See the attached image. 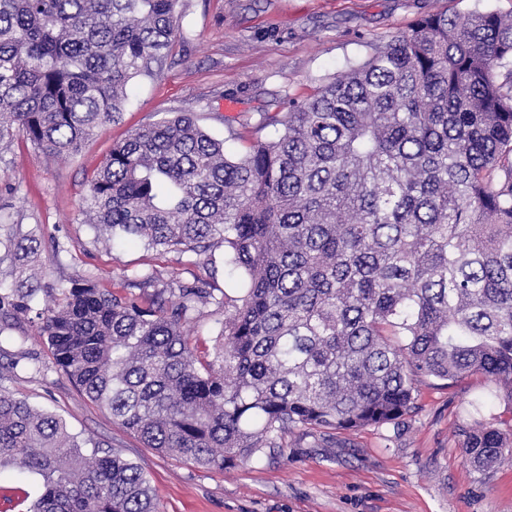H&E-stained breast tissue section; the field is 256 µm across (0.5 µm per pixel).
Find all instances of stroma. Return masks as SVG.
Returning <instances> with one entry per match:
<instances>
[{"label":"stroma","mask_w":512,"mask_h":512,"mask_svg":"<svg viewBox=\"0 0 512 512\" xmlns=\"http://www.w3.org/2000/svg\"><path fill=\"white\" fill-rule=\"evenodd\" d=\"M437 9L508 13L512 0H184L171 53L153 75L132 82L121 122L100 127L64 159H46L22 139L0 156V186H21L15 194L0 189V239L16 229L38 238L41 254L28 273L53 287L93 272L114 292L151 265L166 277L233 292L223 249L207 264L191 253L159 256L141 244L98 240L84 199L113 144L145 123L189 112L224 140L227 152L238 153L241 145L230 137L237 117L287 114L290 100L314 94L420 13ZM0 311L8 315L0 327V389L60 417L79 439L141 466L158 512H512V462L486 476L474 472L458 433L476 413L497 427L512 426L494 381L448 388L426 378L413 412L398 424L294 433L260 457L204 469L144 447L113 423L56 367L28 313L7 303ZM223 322V312L208 305L187 323L200 354L213 353ZM476 400L483 403L478 412Z\"/></svg>","instance_id":"35a3bbf8"}]
</instances>
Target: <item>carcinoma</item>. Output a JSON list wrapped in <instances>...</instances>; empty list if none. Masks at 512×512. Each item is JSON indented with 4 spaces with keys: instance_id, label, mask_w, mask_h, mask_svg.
Segmentation results:
<instances>
[{
    "instance_id": "obj_1",
    "label": "carcinoma",
    "mask_w": 512,
    "mask_h": 512,
    "mask_svg": "<svg viewBox=\"0 0 512 512\" xmlns=\"http://www.w3.org/2000/svg\"><path fill=\"white\" fill-rule=\"evenodd\" d=\"M182 0H0V154L77 153L168 56ZM282 125L272 140L258 133ZM230 154L189 113L112 146L84 213L107 241L224 247L242 293L151 268L118 296L87 274L35 311L55 365L144 446L224 469L297 430L395 424L416 382L482 376L512 404V13L426 12L292 105L246 116ZM11 254H35L16 233ZM38 288L0 293L30 312ZM224 310L213 357L183 326ZM486 474L512 429L475 418ZM59 417L0 390V468L43 479L23 512H158L142 468L88 456Z\"/></svg>"
}]
</instances>
